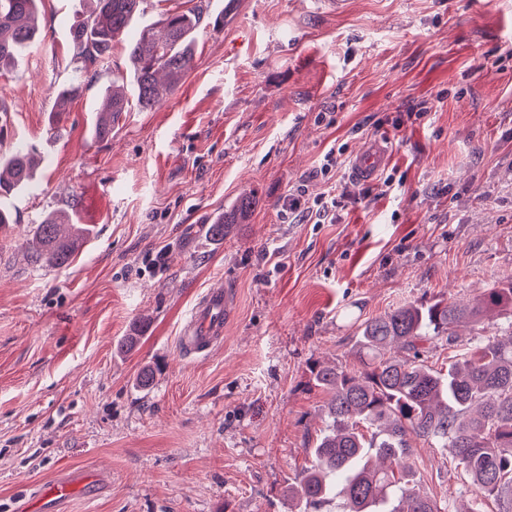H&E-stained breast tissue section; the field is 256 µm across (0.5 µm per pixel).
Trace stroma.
<instances>
[{
	"label": "stroma",
	"instance_id": "obj_1",
	"mask_svg": "<svg viewBox=\"0 0 512 512\" xmlns=\"http://www.w3.org/2000/svg\"><path fill=\"white\" fill-rule=\"evenodd\" d=\"M225 2L209 0L224 27L197 32L181 87L108 139L90 127L130 72L120 43L63 136L48 131L88 0H43L41 39L0 78V154L22 142L43 159L33 189L0 196L16 218L0 231V512H288L303 433L322 426L309 363L354 367L358 321L512 279V0ZM372 137L392 146L386 191L351 174ZM332 146L342 164L312 178ZM302 182L353 196L334 223L301 224L280 200ZM245 195L247 219L210 237ZM72 201L79 253L34 264V222ZM159 249L166 266L147 267ZM213 290L235 297L224 344L185 358L181 328ZM412 446L421 491L461 506L468 478ZM60 476L74 494L41 503Z\"/></svg>",
	"mask_w": 512,
	"mask_h": 512
}]
</instances>
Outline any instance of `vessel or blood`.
Returning a JSON list of instances; mask_svg holds the SVG:
<instances>
[{
	"instance_id": "vessel-or-blood-1",
	"label": "vessel or blood",
	"mask_w": 512,
	"mask_h": 512,
	"mask_svg": "<svg viewBox=\"0 0 512 512\" xmlns=\"http://www.w3.org/2000/svg\"><path fill=\"white\" fill-rule=\"evenodd\" d=\"M391 151L380 138L366 141L364 147L350 161L351 172L361 181L379 175L389 164ZM229 311V297L223 291L203 295L191 311L179 339L181 349L190 357L209 352L224 342V318Z\"/></svg>"
}]
</instances>
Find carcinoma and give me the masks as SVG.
Instances as JSON below:
<instances>
[{
  "label": "carcinoma",
  "instance_id": "obj_1",
  "mask_svg": "<svg viewBox=\"0 0 512 512\" xmlns=\"http://www.w3.org/2000/svg\"><path fill=\"white\" fill-rule=\"evenodd\" d=\"M39 0H0V72L39 35ZM97 8L71 31L78 69L98 75L114 43L129 32L147 0H93ZM209 18L208 3L197 0L161 19V31L142 28L125 41L142 110L159 105L180 88L193 67L195 33ZM74 81L56 93L60 115L80 97ZM104 110L93 134L104 140L131 108L123 90L107 86ZM39 161L18 146L0 158V196L30 188ZM87 229L67 212H49L35 225L31 248L37 260L62 268L71 264ZM509 319V332L479 336L475 345L452 356L448 368L433 369L425 354L439 343L456 346L454 327L481 325L489 317ZM359 365L347 369L315 360L307 384L328 395L320 409L324 427L305 435L310 465L288 486L297 512H324L336 497V512H484L492 497L512 512V279L498 282L472 300L409 303L357 326ZM435 444L468 477V506L451 510L420 492L411 461V441Z\"/></svg>",
  "mask_w": 512,
  "mask_h": 512
}]
</instances>
